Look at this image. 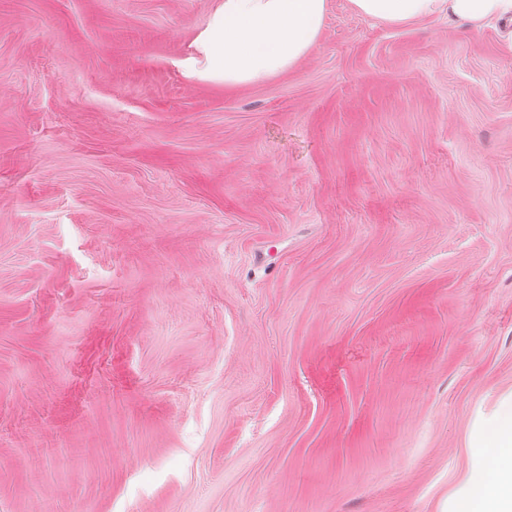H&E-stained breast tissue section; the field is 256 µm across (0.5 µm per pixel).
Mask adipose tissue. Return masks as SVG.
I'll return each instance as SVG.
<instances>
[{"instance_id":"adipose-tissue-1","label":"adipose tissue","mask_w":512,"mask_h":512,"mask_svg":"<svg viewBox=\"0 0 512 512\" xmlns=\"http://www.w3.org/2000/svg\"><path fill=\"white\" fill-rule=\"evenodd\" d=\"M356 14L389 26L447 19L480 30L494 24L512 52V0H348ZM329 0H221L182 60L186 77L255 86L294 69L322 36ZM480 467L455 512H512V395L479 421Z\"/></svg>"}]
</instances>
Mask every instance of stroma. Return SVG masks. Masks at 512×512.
Instances as JSON below:
<instances>
[{"instance_id": "obj_1", "label": "stroma", "mask_w": 512, "mask_h": 512, "mask_svg": "<svg viewBox=\"0 0 512 512\" xmlns=\"http://www.w3.org/2000/svg\"><path fill=\"white\" fill-rule=\"evenodd\" d=\"M0 0V512H448L512 391V54L330 0ZM180 65L190 79L255 86L294 69L322 36L329 0H219Z\"/></svg>"}]
</instances>
